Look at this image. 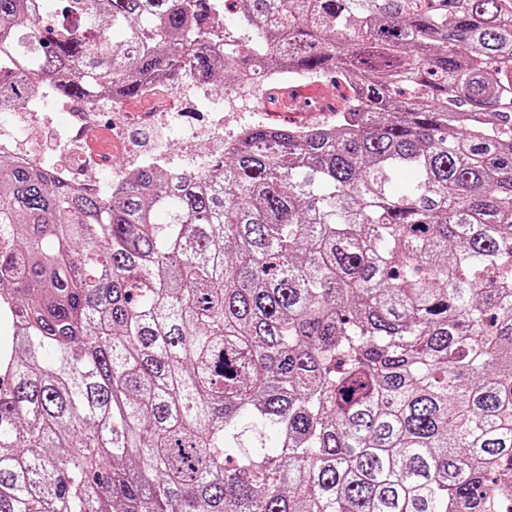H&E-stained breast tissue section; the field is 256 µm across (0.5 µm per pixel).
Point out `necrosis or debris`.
<instances>
[{"mask_svg": "<svg viewBox=\"0 0 512 512\" xmlns=\"http://www.w3.org/2000/svg\"><path fill=\"white\" fill-rule=\"evenodd\" d=\"M201 85V80L193 74L186 76L177 90L163 78L145 82V95L151 107L142 115L141 146L136 153H124L123 166L114 175H107V164L92 149L90 141L104 131L110 133L113 149L122 150L131 132L125 128L114 129L112 123H102L98 101L94 98L69 102L64 107L65 115L57 133L68 146L67 160L31 153L29 143L40 133L47 114L56 110L53 103L42 101L37 86L32 88L28 99L0 105V155L49 169L56 179L80 189L108 187L116 192L141 170H166L165 150L152 140L153 133L158 132L165 138L175 139L186 161V171L202 173L211 166L213 157L223 154L225 146L247 138L254 122L248 105L253 90L250 76L240 75L233 90L222 97L201 92ZM185 96L192 98L196 112L214 114V121L199 125L189 122L186 112L175 104L176 99Z\"/></svg>", "mask_w": 512, "mask_h": 512, "instance_id": "necrosis-or-debris-1", "label": "necrosis or debris"}]
</instances>
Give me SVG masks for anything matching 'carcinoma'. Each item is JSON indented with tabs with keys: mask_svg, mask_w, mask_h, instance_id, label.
<instances>
[{
	"mask_svg": "<svg viewBox=\"0 0 512 512\" xmlns=\"http://www.w3.org/2000/svg\"><path fill=\"white\" fill-rule=\"evenodd\" d=\"M52 2L0 0V92L341 104L115 195L0 159V512H507L512 0Z\"/></svg>",
	"mask_w": 512,
	"mask_h": 512,
	"instance_id": "1",
	"label": "carcinoma"
}]
</instances>
